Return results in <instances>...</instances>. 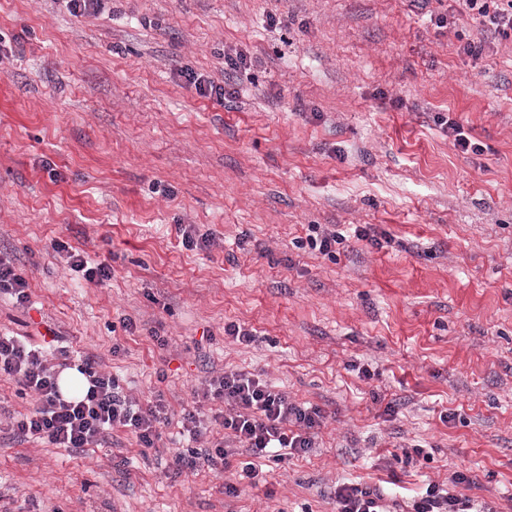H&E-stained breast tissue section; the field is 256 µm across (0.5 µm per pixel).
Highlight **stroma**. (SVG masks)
I'll use <instances>...</instances> for the list:
<instances>
[{"mask_svg":"<svg viewBox=\"0 0 512 512\" xmlns=\"http://www.w3.org/2000/svg\"><path fill=\"white\" fill-rule=\"evenodd\" d=\"M448 8L0 0V249L30 294L0 300V332L100 356L126 393L177 411L233 367L326 415L314 448L265 460L254 487L232 468L175 473L174 424L148 450L123 429L79 453L2 432L0 512H336L351 481L402 503L436 482L512 512V42L460 54L482 33L430 22ZM236 51L251 65L232 98L187 85V70L223 83ZM442 116L482 154L454 148ZM180 224L215 245L186 249ZM312 224L377 241L334 261L295 247ZM56 240L111 264L108 284ZM53 249L58 253L64 252L71 270L81 273L86 281L96 286L104 285L112 278V266L105 261H88L82 252L73 250L72 247L60 241L53 243Z\"/></svg>","mask_w":512,"mask_h":512,"instance_id":"35a3bbf8","label":"stroma"}]
</instances>
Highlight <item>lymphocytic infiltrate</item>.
Masks as SVG:
<instances>
[{"instance_id":"f902f5d3","label":"lymphocytic infiltrate","mask_w":512,"mask_h":512,"mask_svg":"<svg viewBox=\"0 0 512 512\" xmlns=\"http://www.w3.org/2000/svg\"><path fill=\"white\" fill-rule=\"evenodd\" d=\"M452 13L478 21L492 40H512V0H454ZM67 348L54 356L15 336L0 335V376L13 378L36 402L25 414L10 417L7 431L23 441L36 440L79 451L105 443L115 429L135 435L144 448L156 447L163 427L179 421L191 445L176 453V470L205 467L223 474L231 458L242 457L241 471L257 479L258 459L272 449L300 455L315 445L325 414L321 408L292 402L287 394L260 375L225 368L206 379L200 395L214 404L211 420L196 411L174 414L163 395L139 402L125 395L117 377L106 372L97 356H85L78 370L88 381L86 394L64 398L58 377L67 366ZM220 423L222 439L211 436V423ZM336 512H398L396 500L383 488L360 483H341L334 491Z\"/></svg>"}]
</instances>
